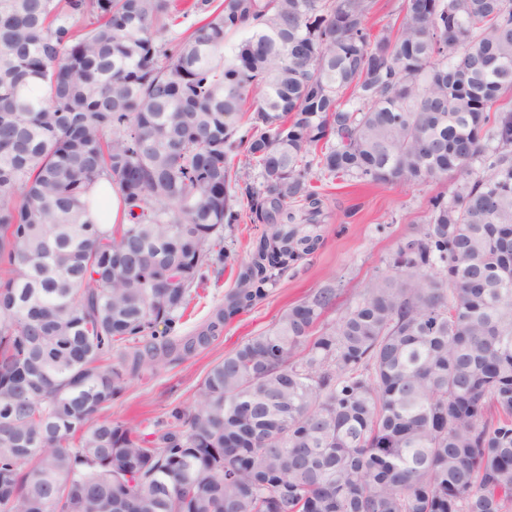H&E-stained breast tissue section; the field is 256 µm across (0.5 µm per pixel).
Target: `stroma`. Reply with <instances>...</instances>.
I'll return each instance as SVG.
<instances>
[{
    "instance_id": "1",
    "label": "stroma",
    "mask_w": 512,
    "mask_h": 512,
    "mask_svg": "<svg viewBox=\"0 0 512 512\" xmlns=\"http://www.w3.org/2000/svg\"><path fill=\"white\" fill-rule=\"evenodd\" d=\"M452 183L448 176L414 186L339 181L327 187L324 243L314 257L301 264L294 276L285 278L267 300L228 323L223 342L214 349L148 383L133 385L118 408L119 415L150 422L169 404L191 401L197 383L215 361L244 338L269 328L288 306L309 292L333 284L343 288L344 298H351L375 274L385 271L396 241L424 222L427 199L450 190ZM234 277L228 270L210 278L183 318L181 331L191 330L221 302Z\"/></svg>"
}]
</instances>
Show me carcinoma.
<instances>
[{
	"instance_id": "carcinoma-1",
	"label": "carcinoma",
	"mask_w": 512,
	"mask_h": 512,
	"mask_svg": "<svg viewBox=\"0 0 512 512\" xmlns=\"http://www.w3.org/2000/svg\"><path fill=\"white\" fill-rule=\"evenodd\" d=\"M375 5L0 0V512H512V0ZM448 174L336 320L319 288L112 412L320 249L321 182ZM238 230L235 231L234 237L227 238L225 244L237 253L240 258L246 257L249 251L250 244L254 237H256L257 231L254 230V224H250L249 219H244L241 224H238ZM231 239L233 241H231ZM235 273L226 268L219 277L212 275L210 280L199 290V296L191 304L187 315L179 326L181 332L191 330L209 311L224 298V292L233 286Z\"/></svg>"
}]
</instances>
